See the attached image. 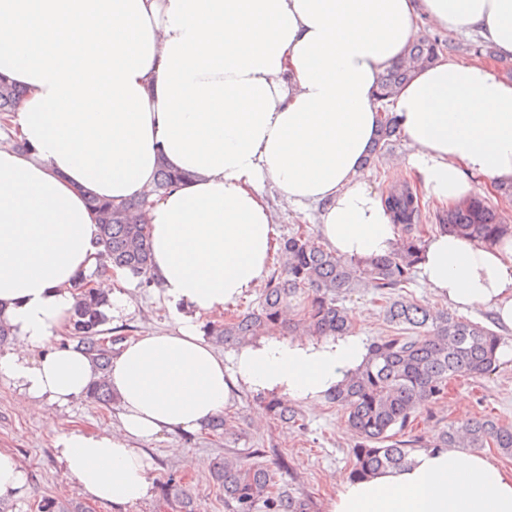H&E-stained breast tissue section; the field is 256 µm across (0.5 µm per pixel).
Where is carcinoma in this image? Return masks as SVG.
I'll list each match as a JSON object with an SVG mask.
<instances>
[{
    "mask_svg": "<svg viewBox=\"0 0 512 512\" xmlns=\"http://www.w3.org/2000/svg\"><path fill=\"white\" fill-rule=\"evenodd\" d=\"M445 45L438 38L416 41L391 63L379 86L380 102L389 101L408 82L418 62L432 60ZM25 97L21 87L0 80V115L18 110ZM399 136L395 116L386 114L364 162L373 161ZM182 176L162 166L155 191L160 192ZM394 223L401 227L398 248L367 260L336 257L305 230H297L281 244L284 273L271 278L257 308L235 315L221 325L208 324L207 335L226 345L240 347L264 332L300 328L310 336H344L352 333L354 317L341 305L342 298L358 288H370L381 301L387 334L370 345L367 361L348 382L330 395L347 415L353 442L350 477L376 471L402 469L412 464L417 448L497 449L512 457V425L491 417H474L460 425H446L429 435H405L411 423L446 393L448 382L462 376H485L498 367L500 336L477 323L461 321L414 301L395 297L411 282L422 241L416 234L422 220L420 197L403 183L390 189L384 199ZM147 201L122 202L93 199L97 217L98 244L102 247L101 272L116 267L140 279L148 287L152 263L147 225L135 220L133 211ZM437 227L474 238L482 243L512 235V224L474 196L466 203L439 210ZM75 283L80 290L68 335L95 362L100 377L88 398L109 408L115 400L106 377L115 346L121 336H108L99 329L104 322V296L93 288ZM305 306L297 320L284 314L297 297ZM266 450L254 448L245 454L225 452L209 462L211 478L224 491V512H310V501L276 483L273 470L261 461ZM162 496L176 495L183 512H196L192 495L170 477L162 485Z\"/></svg>",
    "mask_w": 512,
    "mask_h": 512,
    "instance_id": "cac0c4a2",
    "label": "carcinoma"
}]
</instances>
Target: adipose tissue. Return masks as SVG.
Instances as JSON below:
<instances>
[{
  "instance_id": "obj_1",
  "label": "adipose tissue",
  "mask_w": 512,
  "mask_h": 512,
  "mask_svg": "<svg viewBox=\"0 0 512 512\" xmlns=\"http://www.w3.org/2000/svg\"><path fill=\"white\" fill-rule=\"evenodd\" d=\"M427 17L477 30L512 58V0H0V77L25 98L8 117L27 146L0 143V376L56 427L96 370L54 343L92 278L108 319L129 311L126 274L98 275L90 199L147 198L155 290L171 329L113 356L120 427L57 434L56 460L95 502L127 507L154 494L132 439L195 432L245 390L315 408L361 368L365 336H260L224 360L198 329L266 281L277 250L274 189L320 208L325 248L342 258L393 252L401 228L362 159L381 115L382 74ZM407 154L402 174L445 206L475 178L512 183V80L438 56L391 100ZM182 175L154 189L159 165ZM455 308L512 328V236L491 244L445 231L417 265ZM324 512H512V468L462 447L423 448L413 463L340 478Z\"/></svg>"
}]
</instances>
